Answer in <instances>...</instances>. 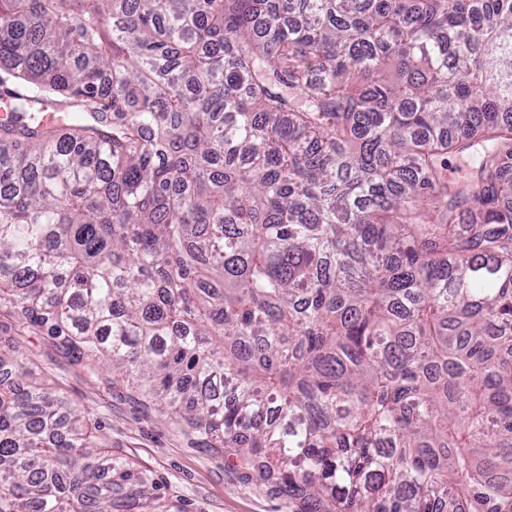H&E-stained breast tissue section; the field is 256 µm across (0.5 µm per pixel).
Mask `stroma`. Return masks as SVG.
<instances>
[{
	"label": "stroma",
	"mask_w": 512,
	"mask_h": 512,
	"mask_svg": "<svg viewBox=\"0 0 512 512\" xmlns=\"http://www.w3.org/2000/svg\"><path fill=\"white\" fill-rule=\"evenodd\" d=\"M0 336L11 337L37 373L97 421L113 461L148 476L165 512H309L306 501L244 480L224 451L161 415L106 370L85 374L47 330L18 323L0 308Z\"/></svg>",
	"instance_id": "obj_1"
}]
</instances>
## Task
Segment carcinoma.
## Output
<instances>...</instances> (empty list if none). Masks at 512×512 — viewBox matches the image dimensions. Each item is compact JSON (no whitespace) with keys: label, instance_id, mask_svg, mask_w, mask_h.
<instances>
[{"label":"carcinoma","instance_id":"1","mask_svg":"<svg viewBox=\"0 0 512 512\" xmlns=\"http://www.w3.org/2000/svg\"><path fill=\"white\" fill-rule=\"evenodd\" d=\"M0 102L17 322L314 512H512V0H0ZM153 500L0 344V512Z\"/></svg>","mask_w":512,"mask_h":512}]
</instances>
